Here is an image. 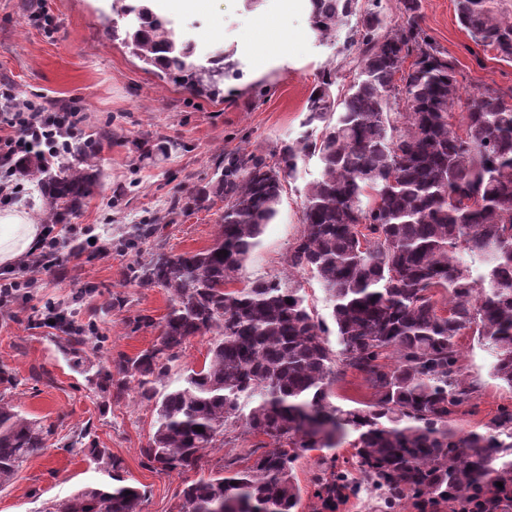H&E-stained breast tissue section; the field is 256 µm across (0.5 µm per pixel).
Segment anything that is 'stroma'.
Segmentation results:
<instances>
[{
    "label": "stroma",
    "instance_id": "35a3bbf8",
    "mask_svg": "<svg viewBox=\"0 0 512 512\" xmlns=\"http://www.w3.org/2000/svg\"><path fill=\"white\" fill-rule=\"evenodd\" d=\"M42 20H32V13ZM427 34L459 63L460 91L512 87V62L475 44L459 23L454 0H421ZM177 39L192 41L195 60L207 64L224 51L233 68L220 88L223 98L190 94L161 78L110 35V0H0V80L18 99L51 100L77 109L78 142H90L104 173L96 195L65 223L48 232L58 242L50 267L29 274L23 263L12 276L26 286L0 303V368L11 372L9 398L22 413L50 426L47 450L33 455L15 481L0 491V512H49L87 485L108 482L104 465L85 456L106 448L123 462V475L145 492L142 512H176L184 478L150 468L141 454L154 432L152 404L130 392L115 402L74 367L62 335L40 324L47 309H72L89 331L86 355L95 367L114 369L156 344L158 323L170 295L139 285L134 267L156 252L178 254L210 247L220 206L173 211L209 182L217 166L239 153L271 159L303 132L307 99L321 70L337 58L336 42H319L306 9L281 12L278 0L247 6L245 0H201L197 10L172 16ZM283 39L280 61L257 72L250 46ZM317 158L306 159L287 179L278 213L250 255L243 280L287 274L288 251L302 230L307 184L318 177ZM142 224L157 237L129 245ZM462 369L481 391L475 412L457 428L484 431L512 389L491 375L494 362L473 336L461 338Z\"/></svg>",
    "mask_w": 512,
    "mask_h": 512
}]
</instances>
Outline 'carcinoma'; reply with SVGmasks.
Returning <instances> with one entry per match:
<instances>
[{
	"mask_svg": "<svg viewBox=\"0 0 512 512\" xmlns=\"http://www.w3.org/2000/svg\"><path fill=\"white\" fill-rule=\"evenodd\" d=\"M401 4L400 21L388 24L358 0H309L318 40L350 26L339 54L355 62L353 80L335 92L338 70L324 69L300 138L271 164L246 153L227 159L195 191L194 204L224 202L210 248L159 253L135 275L170 293L158 342L120 360L122 380L112 385L116 401L131 380L154 405L155 431L141 449L148 465L199 471L225 435L264 438L246 465L235 458L185 482L177 512H212L218 503L223 512H297L299 460L350 433L351 457L325 458L315 480L317 512H336L360 482L389 512L406 501L432 512H512V406L484 432L453 425L479 392L462 371L460 336L469 332L492 352L493 377L512 389V88L462 96L456 60L424 30L420 0ZM111 10L134 15L123 42L162 77L200 96L220 93L224 52L196 65L193 44L176 40L144 0H113ZM455 10L476 44L512 62V17L495 12L493 0H455ZM309 157L320 174L304 193L290 276L232 287L277 214L284 178ZM17 170L46 198L47 224L76 214L101 180L95 152L81 143L57 158L33 152ZM300 272L327 293L332 324L309 309L291 277ZM46 321L66 335V352L85 353L82 328L63 314ZM205 335L204 364L159 391L183 345ZM349 371L372 389L371 402L331 401ZM48 436L0 396V490ZM88 452L112 469V484L86 486L51 512H141L144 492L124 483L122 461L106 448Z\"/></svg>",
	"mask_w": 512,
	"mask_h": 512,
	"instance_id": "cac0c4a2",
	"label": "carcinoma"
}]
</instances>
